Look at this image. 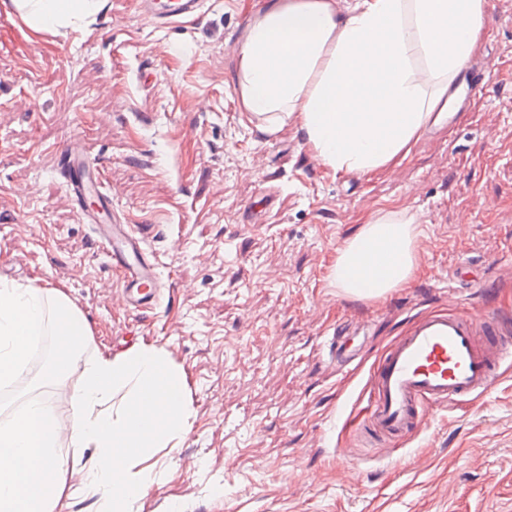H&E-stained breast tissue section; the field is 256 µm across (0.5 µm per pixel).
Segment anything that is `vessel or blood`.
<instances>
[{"label":"vessel or blood","instance_id":"1","mask_svg":"<svg viewBox=\"0 0 512 512\" xmlns=\"http://www.w3.org/2000/svg\"><path fill=\"white\" fill-rule=\"evenodd\" d=\"M161 22L194 12L199 0H142ZM67 182L76 198L98 192L99 182L76 151L68 153ZM105 254L122 273V301L145 309L156 304L159 275L142 236L128 224L98 234ZM512 359V339L454 312L417 318L378 361L370 376L371 425L390 440L427 426L448 403L490 390Z\"/></svg>","mask_w":512,"mask_h":512}]
</instances>
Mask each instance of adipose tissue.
I'll list each match as a JSON object with an SVG mask.
<instances>
[{"label": "adipose tissue", "instance_id": "adipose-tissue-1", "mask_svg": "<svg viewBox=\"0 0 512 512\" xmlns=\"http://www.w3.org/2000/svg\"><path fill=\"white\" fill-rule=\"evenodd\" d=\"M106 0H12L34 30L100 11ZM486 0H268L242 37L234 86L238 109L263 133L294 120L322 163L368 174L399 165L426 126L448 111L483 32ZM424 245L413 216L369 214L338 251L332 278L358 299H379L414 276ZM54 336L47 364L59 385V421L28 400L0 421V512H54L69 455L95 451L80 473L98 512H137L156 483L140 467L177 447L191 407L184 372L162 350L138 344L82 359L90 334L57 288L0 281V383L22 374L39 336ZM79 371L73 388L64 382Z\"/></svg>", "mask_w": 512, "mask_h": 512}]
</instances>
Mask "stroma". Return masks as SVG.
<instances>
[{
	"label": "stroma",
	"instance_id": "stroma-1",
	"mask_svg": "<svg viewBox=\"0 0 512 512\" xmlns=\"http://www.w3.org/2000/svg\"><path fill=\"white\" fill-rule=\"evenodd\" d=\"M265 3L207 0L159 25L141 0H107L40 33L0 4V280L62 290L90 327L87 355L143 340L183 368L193 415L156 454L140 512H512V366L394 454L358 441L372 370L415 315L512 326V0H488L466 70L482 93L365 176L325 167L294 122L267 135L238 111L241 38ZM72 146L104 186L80 204ZM95 205L155 257L151 309L119 302L121 274L80 216ZM389 209L417 218L418 270L384 298L350 299L336 254ZM351 321L340 368L326 342ZM38 353L0 385V420L55 393Z\"/></svg>",
	"mask_w": 512,
	"mask_h": 512
}]
</instances>
